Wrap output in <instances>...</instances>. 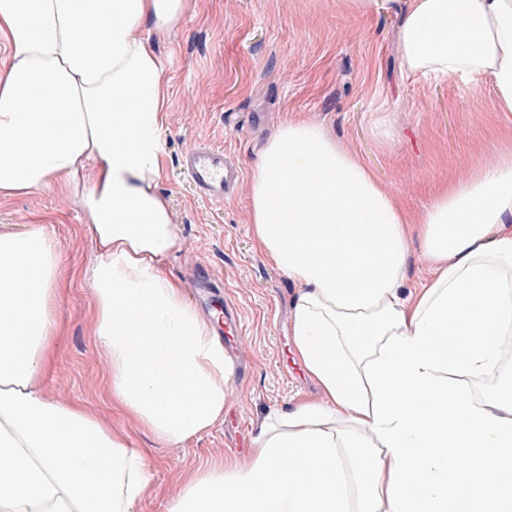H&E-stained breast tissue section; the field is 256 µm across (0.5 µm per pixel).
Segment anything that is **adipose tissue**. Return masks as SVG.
<instances>
[{"label":"adipose tissue","mask_w":512,"mask_h":512,"mask_svg":"<svg viewBox=\"0 0 512 512\" xmlns=\"http://www.w3.org/2000/svg\"><path fill=\"white\" fill-rule=\"evenodd\" d=\"M191 3L0 0V198L74 199L112 408L172 443L223 418L235 370L217 317L162 271L180 245L158 189L168 89L139 32ZM398 51L412 74L492 77L494 110L512 112V0H407ZM250 215L298 286L293 352L319 396L265 416L248 456L199 470L169 512H512V148L413 215L323 126L288 121ZM414 240L431 276L411 290ZM0 270V512H136L145 449L37 387L60 334L59 242L0 228Z\"/></svg>","instance_id":"ef3b65f1"}]
</instances>
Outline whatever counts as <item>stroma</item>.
<instances>
[{
	"mask_svg": "<svg viewBox=\"0 0 512 512\" xmlns=\"http://www.w3.org/2000/svg\"><path fill=\"white\" fill-rule=\"evenodd\" d=\"M404 5L379 0L374 12L359 14L344 0H196L177 28L148 33L169 91L158 188L180 234L163 271L190 297L197 267H207L241 323L223 334L235 362L224 417L194 438L168 444L113 413L108 355L94 338L84 274L95 245L79 208L55 191L0 199L1 227L36 224L61 244L62 332L41 391L81 403L146 450L149 485L138 512H168L198 469L245 455L268 412L317 395L292 352L297 287L255 247L250 224L252 172L284 122L323 125L416 215L437 187L496 166L502 144L512 143V112L493 111L490 79L403 73L397 34ZM199 142L223 146L242 172L223 207L201 199L181 172L182 153Z\"/></svg>",
	"mask_w": 512,
	"mask_h": 512,
	"instance_id": "stroma-1",
	"label": "stroma"
}]
</instances>
